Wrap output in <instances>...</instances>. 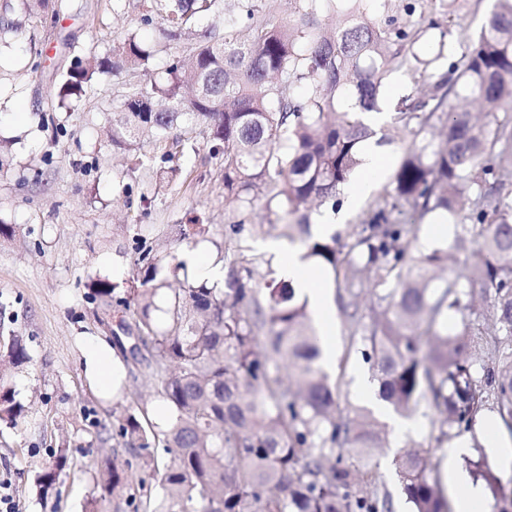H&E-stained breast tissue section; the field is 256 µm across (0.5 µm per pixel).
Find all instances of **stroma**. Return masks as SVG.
I'll list each match as a JSON object with an SVG mask.
<instances>
[{
	"instance_id": "obj_1",
	"label": "stroma",
	"mask_w": 512,
	"mask_h": 512,
	"mask_svg": "<svg viewBox=\"0 0 512 512\" xmlns=\"http://www.w3.org/2000/svg\"><path fill=\"white\" fill-rule=\"evenodd\" d=\"M49 13L25 14L21 0H0V222L15 235L0 238V317L20 336L30 356L10 384L27 411L16 426H0V475L7 477L14 512H83L98 495L97 469L111 460L126 464L132 482H143L142 497L159 498L160 470L118 439L99 438L96 423L112 424L113 409L130 406L147 393L150 382L133 357L136 334L132 311L106 308L91 298L92 285L108 279L116 296L136 288V238L145 234L163 245L169 263L188 251L186 242L168 233L171 224L199 218L214 241L222 239L234 209L224 203L221 158L212 155L208 130L177 125L175 135L192 137L194 149L173 162L188 179L160 180L155 169L134 168L131 157L114 148L105 132L123 106L131 73H94L82 96L61 103L59 86L74 57L110 56L113 46L136 36L151 47L149 74L164 75L175 44L159 20H148L147 0H54ZM269 7L272 21L292 16L291 0H220L218 11L199 17L196 33L224 31L239 36L250 30L246 12L256 4ZM494 0H458L452 50L461 53L486 24ZM430 73L405 69L390 76L382 90L381 127H388L396 103L411 91L428 88ZM405 141L393 138L383 151L388 165L380 181L355 208L347 209L336 232L359 223L406 157ZM330 295L326 317L314 320L318 335L336 348L327 373L340 389L341 412L365 406L389 431V446L375 452L377 472L394 492V512H408L399 497L394 456L405 441L431 448L446 464L449 448L436 447L428 417L414 414L411 429L396 425L397 414L376 401L367 365L349 343L340 311L339 290L324 278ZM105 342L121 338L115 354L125 368L121 389L102 398L85 372L81 339ZM67 448L68 464L58 491L40 499L35 474Z\"/></svg>"
}]
</instances>
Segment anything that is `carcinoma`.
Masks as SVG:
<instances>
[{"label":"carcinoma","instance_id":"cac0c4a2","mask_svg":"<svg viewBox=\"0 0 512 512\" xmlns=\"http://www.w3.org/2000/svg\"><path fill=\"white\" fill-rule=\"evenodd\" d=\"M150 2L179 39L216 0ZM296 2L293 20L250 11L248 37L227 28L174 53L164 77L129 86L106 131L135 165L174 178L179 169L164 164L193 144L171 129L205 125L222 159L224 201L243 216L213 242L222 288L194 279L182 261L170 269L178 283L170 287L160 277L164 251L139 241L135 327L151 392L112 427L124 447L144 451L145 464L160 452L169 457L151 512H393L392 493L371 469L374 452L386 447L384 424L366 408L339 411L338 387L315 366L319 338L307 302L273 277L244 236V217L261 200L269 219L247 231L304 239V259L343 290L351 344L388 408L403 416L424 409L439 446L472 431L487 411L512 435V169L501 164L512 154V0H495L460 56L424 62L413 48L441 28L431 12L399 25L369 15L366 0ZM320 10L330 23L318 21ZM150 59L130 36L99 67L145 73ZM438 61L445 72L429 91L396 106L393 128L410 146L383 206L349 225L344 242L336 233L312 238L311 210L340 206L363 146L377 135L364 115L379 111L385 81L414 62ZM93 68L76 59L60 94L81 93ZM297 83L308 87L303 98L292 93ZM145 138L150 155L140 153ZM401 209L420 223L436 210L454 222L467 212L469 256L459 261L456 244L421 249L411 225L389 219ZM208 233L204 224L179 225L189 243ZM112 293L109 280L93 283V300L130 308ZM27 361L1 322L0 425H16L25 410L7 377ZM154 401L168 407L162 426L149 417ZM67 459L62 449L36 474L41 497L53 492ZM469 465L490 491L488 512H512V479L482 456ZM394 466L410 512H453L429 449L409 441ZM99 485L86 512L106 502L115 512L139 510L117 464Z\"/></svg>","mask_w":512,"mask_h":512}]
</instances>
